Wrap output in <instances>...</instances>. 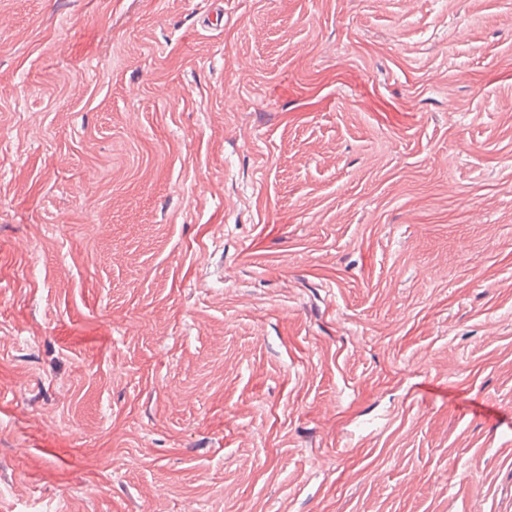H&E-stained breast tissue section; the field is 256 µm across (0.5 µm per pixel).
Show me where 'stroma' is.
I'll return each instance as SVG.
<instances>
[{
    "label": "stroma",
    "instance_id": "obj_1",
    "mask_svg": "<svg viewBox=\"0 0 512 512\" xmlns=\"http://www.w3.org/2000/svg\"><path fill=\"white\" fill-rule=\"evenodd\" d=\"M0 512H512V0H0Z\"/></svg>",
    "mask_w": 512,
    "mask_h": 512
}]
</instances>
